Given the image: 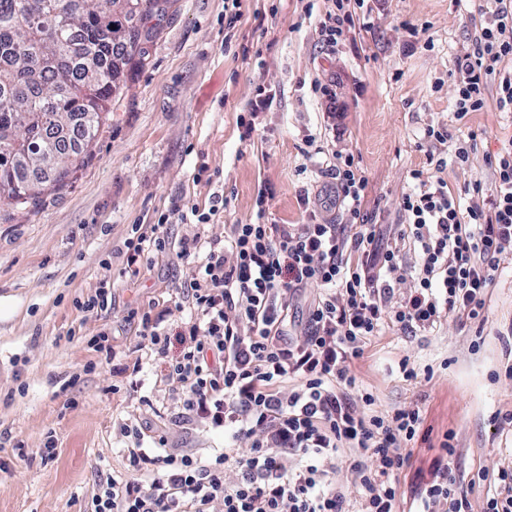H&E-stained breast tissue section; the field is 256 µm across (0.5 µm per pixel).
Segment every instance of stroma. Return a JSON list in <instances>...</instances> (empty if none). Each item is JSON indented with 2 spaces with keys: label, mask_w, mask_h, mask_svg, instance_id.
<instances>
[{
  "label": "stroma",
  "mask_w": 512,
  "mask_h": 512,
  "mask_svg": "<svg viewBox=\"0 0 512 512\" xmlns=\"http://www.w3.org/2000/svg\"><path fill=\"white\" fill-rule=\"evenodd\" d=\"M327 0H158L142 24L148 37L127 57L108 119L61 187L35 201L0 206V512H92L100 479L124 471L120 433L141 421L162 432L167 450L207 458L225 432L171 425L179 403L165 367L137 349L131 311H166L170 333L182 312L176 289L186 269L176 255L127 267L124 241L136 224L168 213L172 242L199 227L181 215L229 204L207 231L253 219L269 190L272 224H302L334 214L321 168L325 155H353L368 181L365 209L386 234L410 173L426 164L428 126L478 131L471 168L449 163V186L491 185L512 112L488 105L456 120L448 90L455 61L473 49L485 22L472 0H365L345 43L330 46L319 23ZM239 13L233 30L228 15ZM433 45L415 47L410 27ZM330 95H322L321 86ZM273 102L240 125L257 87ZM112 288L111 309L88 315L80 302ZM109 339L97 343L99 333ZM418 372L405 381L399 363ZM141 362L142 385L124 368ZM350 397L368 391L378 411L420 410L424 423L408 443L410 465L398 477L401 512H416L412 483L429 479L444 433L452 468L472 512H485L500 469L512 468V259H502L478 319L405 331L394 326L348 362ZM54 442L55 457L43 448ZM486 481H478V474Z\"/></svg>",
  "instance_id": "stroma-1"
}]
</instances>
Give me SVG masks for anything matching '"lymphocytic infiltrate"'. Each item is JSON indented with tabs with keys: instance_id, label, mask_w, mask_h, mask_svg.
Listing matches in <instances>:
<instances>
[{
	"instance_id": "1",
	"label": "lymphocytic infiltrate",
	"mask_w": 512,
	"mask_h": 512,
	"mask_svg": "<svg viewBox=\"0 0 512 512\" xmlns=\"http://www.w3.org/2000/svg\"><path fill=\"white\" fill-rule=\"evenodd\" d=\"M477 8L486 21L476 50L458 56L452 88L459 120L491 98L512 112V0H478ZM424 136L439 150L412 171L399 200L405 223L386 248L363 213L367 180L340 152L325 170L340 219L272 224L263 195L254 221L226 225L220 240L199 233L171 247L166 213L126 239L127 266L173 248L190 268L178 295L191 316L167 374L180 401L172 423L231 428L247 451L177 455L163 436L124 426L126 474L100 481L93 512H348L325 481L344 448L362 452L352 465L357 512H399L396 477L409 463L400 447L423 418L416 409L371 412L368 392L350 398L347 361L389 325L431 330L451 318L477 319L501 259L512 254V144L498 153L491 186L465 184L473 203L464 208L442 173L452 160L470 166L477 132H467L450 160L441 152L454 138L448 127H428ZM401 284L403 296L395 293ZM312 285L321 293L293 334L297 299ZM165 318L137 316L138 347L160 358L170 344ZM440 447L432 479L415 493L419 512H471L452 476L454 446ZM230 467L236 480L226 478Z\"/></svg>"
}]
</instances>
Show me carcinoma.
I'll return each mask as SVG.
<instances>
[{
	"instance_id": "obj_1",
	"label": "carcinoma",
	"mask_w": 512,
	"mask_h": 512,
	"mask_svg": "<svg viewBox=\"0 0 512 512\" xmlns=\"http://www.w3.org/2000/svg\"><path fill=\"white\" fill-rule=\"evenodd\" d=\"M0 0V205L62 185L107 120L154 0Z\"/></svg>"
}]
</instances>
